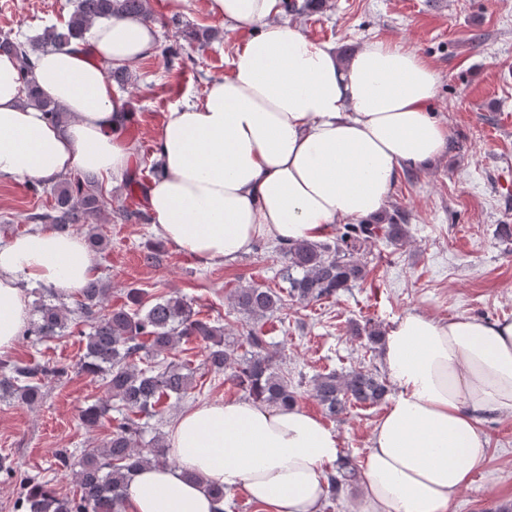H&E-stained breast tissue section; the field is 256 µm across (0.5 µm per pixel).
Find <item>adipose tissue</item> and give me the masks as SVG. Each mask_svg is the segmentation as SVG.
Returning <instances> with one entry per match:
<instances>
[{
    "mask_svg": "<svg viewBox=\"0 0 512 512\" xmlns=\"http://www.w3.org/2000/svg\"><path fill=\"white\" fill-rule=\"evenodd\" d=\"M228 31L253 28L198 104L165 112L162 174L148 194L156 233L204 264L229 263L261 240H318L326 227L376 216L400 172L429 167L449 132L433 113L438 75L404 42L372 39L348 60L281 22L282 0H206ZM158 27L124 16L96 24L91 53L74 45L34 57L47 99L71 115L47 121L24 105L19 61L0 55V176L53 183L74 172L108 180L132 167L115 114L132 120L106 68H130ZM93 273L82 237L45 229L0 246V352L27 321L26 278L73 291ZM394 388L357 463L358 512H449L484 462L483 414L512 415V320H437L418 312L386 331ZM176 468L141 469L126 512H215L211 484L267 512H319L326 469L344 457L338 432L291 405L218 400L180 414L167 436Z\"/></svg>",
    "mask_w": 512,
    "mask_h": 512,
    "instance_id": "adipose-tissue-1",
    "label": "adipose tissue"
}]
</instances>
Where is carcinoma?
Instances as JSON below:
<instances>
[{
    "mask_svg": "<svg viewBox=\"0 0 512 512\" xmlns=\"http://www.w3.org/2000/svg\"><path fill=\"white\" fill-rule=\"evenodd\" d=\"M124 15L151 20L148 0H73L63 27H46L26 40L0 38V54L17 56L25 72L28 102L44 112L50 123L60 125L69 115L63 106L38 94L30 56L71 45L88 51L86 34L91 26ZM52 198L50 205L29 214L30 223L66 232L75 224L98 222L111 206L98 177L91 173L58 181L52 187ZM409 236L406 215L397 210L386 224L368 219L344 224L331 241L278 246L283 261L281 281L286 287L247 285L231 294L233 308L253 321L239 339L230 336L224 326L199 317L187 300L166 295L151 299L143 288L127 289V303L112 309L105 305L109 289L98 279L81 288L74 309L55 292L36 293L34 318L24 325L22 337L36 341L61 337L73 315L88 323L90 332L79 370L101 378L110 397L132 416L116 421L112 436L97 448L84 449L77 461L69 449L57 451L55 465L74 471L79 486V495L72 498L59 497L49 483L24 476L12 460L0 457V479L14 481L21 488L17 508L21 512H126L127 490L138 471L150 465H170L166 436L158 433L145 440L141 419L155 417L161 405L177 404L193 389L194 370L161 357L183 341L204 342L206 366L227 373V380L248 397L275 406L295 404L296 391L268 351L263 323L281 312L288 300L306 305L322 302L365 282L370 274L367 252L380 243L402 244ZM355 335L365 337L366 345L373 348L383 343L385 332L370 325L356 328ZM65 374L64 366L20 365L0 359V399L10 396L34 405L42 396L44 380ZM312 394L325 416L335 420L352 408L381 404L390 389L377 369H331L313 378ZM111 410L109 400L98 399L81 410L83 423L95 426ZM354 479L356 470L345 462L327 473L328 498L336 501Z\"/></svg>",
    "mask_w": 512,
    "mask_h": 512,
    "instance_id": "obj_1",
    "label": "carcinoma"
}]
</instances>
